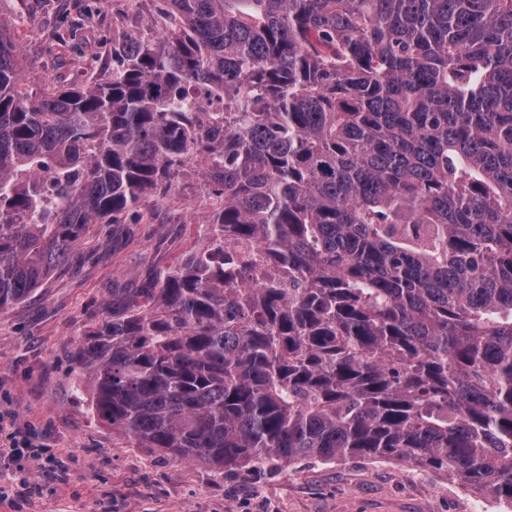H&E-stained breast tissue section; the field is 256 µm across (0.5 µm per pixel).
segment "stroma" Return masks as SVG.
Wrapping results in <instances>:
<instances>
[{"mask_svg": "<svg viewBox=\"0 0 512 512\" xmlns=\"http://www.w3.org/2000/svg\"><path fill=\"white\" fill-rule=\"evenodd\" d=\"M126 0H0V21L24 65L22 89L70 87L86 57L112 69V20ZM201 181L181 182L151 215L88 225L72 260L24 301L0 309V448L38 452L22 478L0 486V512H496L490 497L393 460L307 459L211 470L133 448L77 394L75 352L116 288L173 266L204 247L214 211Z\"/></svg>", "mask_w": 512, "mask_h": 512, "instance_id": "obj_1", "label": "stroma"}]
</instances>
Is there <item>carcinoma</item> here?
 <instances>
[{"label": "carcinoma", "mask_w": 512, "mask_h": 512, "mask_svg": "<svg viewBox=\"0 0 512 512\" xmlns=\"http://www.w3.org/2000/svg\"><path fill=\"white\" fill-rule=\"evenodd\" d=\"M150 2L166 29L90 86L21 89L0 27V308L201 165L209 244L79 343L97 419L215 470L405 462L512 512V0Z\"/></svg>", "instance_id": "carcinoma-1"}]
</instances>
